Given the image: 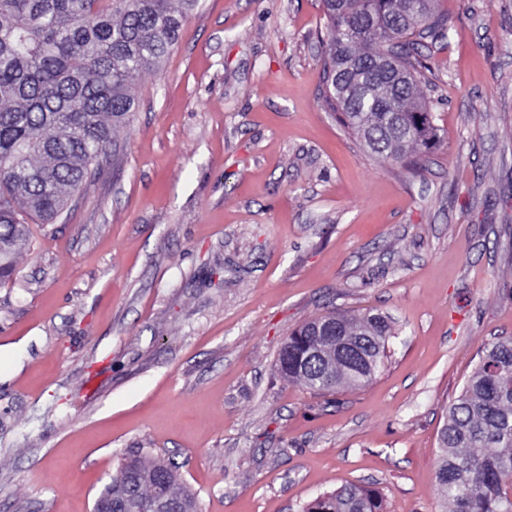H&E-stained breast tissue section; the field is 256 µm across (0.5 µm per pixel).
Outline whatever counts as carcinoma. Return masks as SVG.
I'll return each instance as SVG.
<instances>
[{
  "label": "carcinoma",
  "instance_id": "obj_1",
  "mask_svg": "<svg viewBox=\"0 0 512 512\" xmlns=\"http://www.w3.org/2000/svg\"><path fill=\"white\" fill-rule=\"evenodd\" d=\"M200 0H0V282L13 278L26 241L22 204L44 224L63 215L90 166L129 124L133 85L178 43ZM434 0H322L323 74L336 121L371 153L406 168L438 134L419 89L425 68L419 38L443 31ZM338 336H362L363 356H334L308 368L300 359L317 341L293 330L279 351L281 377L321 395L362 387L384 364L390 318L332 311ZM435 483L443 512H512V338L483 346L462 394L448 408ZM142 498L165 490L197 512L177 466L155 457L125 459L112 477L118 495L136 478ZM302 512H383L379 491L345 485Z\"/></svg>",
  "mask_w": 512,
  "mask_h": 512
}]
</instances>
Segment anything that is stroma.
<instances>
[{"instance_id":"1","label":"stroma","mask_w":512,"mask_h":512,"mask_svg":"<svg viewBox=\"0 0 512 512\" xmlns=\"http://www.w3.org/2000/svg\"><path fill=\"white\" fill-rule=\"evenodd\" d=\"M419 169L325 102L321 0H201L56 223L0 284V512H92L122 459L178 464L199 512H301L373 484L442 512L449 406L512 337V0H439ZM388 315L372 381L319 395L280 347Z\"/></svg>"}]
</instances>
